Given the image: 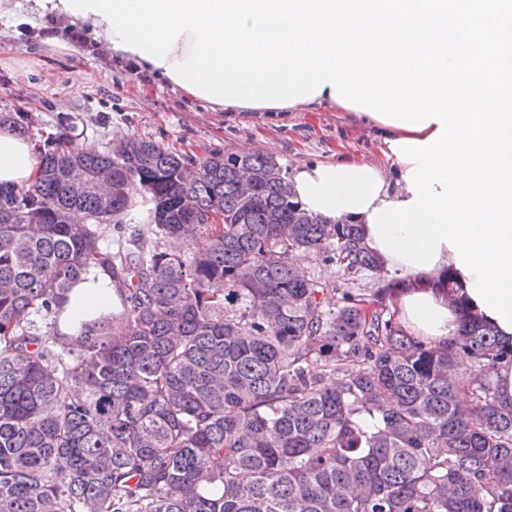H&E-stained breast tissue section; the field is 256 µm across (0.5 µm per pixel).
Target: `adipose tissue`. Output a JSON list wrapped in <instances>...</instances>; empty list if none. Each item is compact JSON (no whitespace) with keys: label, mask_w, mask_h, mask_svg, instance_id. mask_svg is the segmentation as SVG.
<instances>
[{"label":"adipose tissue","mask_w":512,"mask_h":512,"mask_svg":"<svg viewBox=\"0 0 512 512\" xmlns=\"http://www.w3.org/2000/svg\"><path fill=\"white\" fill-rule=\"evenodd\" d=\"M48 14L209 110L374 126L385 164L297 166V201L359 225L407 334L445 344L465 309L512 343V0H0L15 25ZM42 167L0 128L1 184Z\"/></svg>","instance_id":"ef3b65f1"}]
</instances>
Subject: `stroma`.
<instances>
[{"mask_svg":"<svg viewBox=\"0 0 512 512\" xmlns=\"http://www.w3.org/2000/svg\"><path fill=\"white\" fill-rule=\"evenodd\" d=\"M48 27L61 32L70 52L45 43ZM0 112L31 117L37 141L72 138L98 151L131 137L192 161L260 152L287 170L344 154L383 160L373 127L344 111L212 112L60 19L21 34L0 31Z\"/></svg>","mask_w":512,"mask_h":512,"instance_id":"stroma-1","label":"stroma"}]
</instances>
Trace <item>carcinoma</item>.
I'll use <instances>...</instances> for the list:
<instances>
[{"mask_svg": "<svg viewBox=\"0 0 512 512\" xmlns=\"http://www.w3.org/2000/svg\"><path fill=\"white\" fill-rule=\"evenodd\" d=\"M125 143H52L0 185V512H512V347L465 311L444 345L406 335L389 284L326 287L312 266L380 262L274 158ZM92 268L111 303L68 312ZM496 393L504 404L512 403V360H502L492 373Z\"/></svg>", "mask_w": 512, "mask_h": 512, "instance_id": "1", "label": "carcinoma"}]
</instances>
